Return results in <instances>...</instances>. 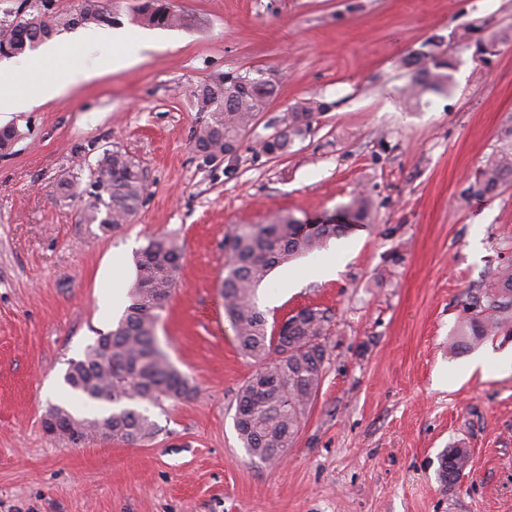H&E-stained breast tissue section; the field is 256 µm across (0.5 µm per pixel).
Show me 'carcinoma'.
Listing matches in <instances>:
<instances>
[{"mask_svg": "<svg viewBox=\"0 0 512 512\" xmlns=\"http://www.w3.org/2000/svg\"><path fill=\"white\" fill-rule=\"evenodd\" d=\"M112 0H78L73 9L60 11L55 0H16V13L0 19V59L33 51L43 41L79 26L113 23ZM135 23L163 28L183 27L189 19L169 0H140L133 9ZM484 26H466L450 34V40L473 57L487 61L498 52L507 32L487 33ZM409 81L403 89L406 101L418 105L424 95L448 91L455 68L453 56L434 39L401 59ZM276 78L250 70L219 72L196 86L192 97L204 121L193 134L194 150L211 159L234 157L240 144L275 93ZM334 104L316 97L302 99L281 118L282 132L262 142L264 153L279 157L312 132L319 115ZM97 176L90 184L85 216L108 232L126 223L142 206L146 190L142 170L126 154L106 149L96 161ZM512 183V147L504 146L485 162L467 188L471 198H484ZM353 224L362 223L370 200L358 193L345 206ZM336 234L334 224H307L292 216L270 224H239L224 237L228 261L224 276V311L236 332L241 352L259 368L239 388L234 424L250 458L272 465L294 439L307 407L316 397L326 357L325 336L331 318L327 312L305 308L288 318L274 333L255 303V290L280 263L319 249ZM183 253L168 237L148 240L136 260L138 286L131 304L115 328L97 337L83 357L72 360L65 384L77 394L108 404L113 410L100 416L76 417L62 406L51 412L66 424L62 439L90 442L105 438L135 444L155 434L154 423L123 402L158 403L186 399L194 392L160 347L156 323L177 282ZM470 316L458 333V346L466 347L488 336H512V264L499 266L483 291L472 297ZM467 448H451L441 456V478L455 483L468 468Z\"/></svg>", "mask_w": 512, "mask_h": 512, "instance_id": "1", "label": "carcinoma"}]
</instances>
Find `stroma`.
Listing matches in <instances>:
<instances>
[{"label":"stroma","instance_id":"1","mask_svg":"<svg viewBox=\"0 0 512 512\" xmlns=\"http://www.w3.org/2000/svg\"><path fill=\"white\" fill-rule=\"evenodd\" d=\"M193 23L144 28L118 0L133 66L102 72L13 115L0 154V512H512V336L457 350L466 304L512 261V186L483 200L469 177L512 129V41L490 63L453 48L451 90L418 106L396 61L476 19L512 29V0H172ZM157 49L138 52L140 34ZM280 73L237 160L193 147L202 122L190 90L217 72ZM334 105L287 154L262 153L301 98ZM125 152L145 176L143 204L110 233L85 218L88 163ZM70 195L58 186L71 176ZM365 226L302 255L260 284L257 305L283 322L331 318L317 396L285 462L251 461L235 396L256 371L224 312V236L236 224L313 221L354 193ZM175 238L182 268L156 334L195 387L150 405L146 442L72 447L48 436L51 406L94 411L63 377L131 302L149 237ZM336 255V275L320 263ZM128 263L113 271L110 259ZM488 355L484 369L474 356ZM470 451L454 484L448 449Z\"/></svg>","mask_w":512,"mask_h":512}]
</instances>
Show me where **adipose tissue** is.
<instances>
[{
  "label": "adipose tissue",
  "instance_id": "adipose-tissue-1",
  "mask_svg": "<svg viewBox=\"0 0 512 512\" xmlns=\"http://www.w3.org/2000/svg\"><path fill=\"white\" fill-rule=\"evenodd\" d=\"M129 35L124 31H105L92 29L84 31L80 42L64 43L52 38L41 44L37 53L16 60V67L30 72H38L47 67L51 61L70 50L91 53L99 46H107L110 51L108 64L118 70L132 64L133 59L126 51ZM96 74L92 65L82 64L72 69L63 79L38 87H19L13 90H0V126L5 125L13 114L29 110L32 106L61 97L70 88L91 80Z\"/></svg>",
  "mask_w": 512,
  "mask_h": 512
}]
</instances>
